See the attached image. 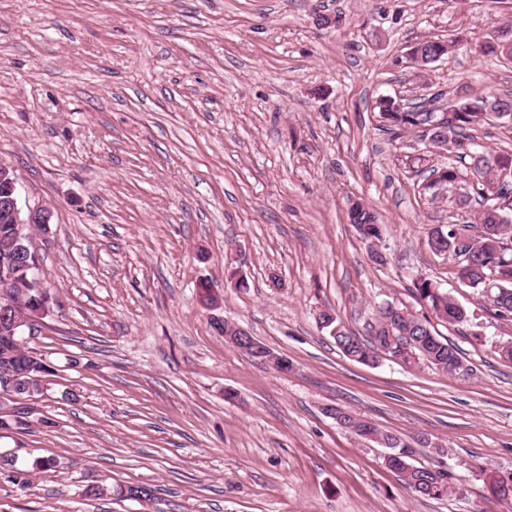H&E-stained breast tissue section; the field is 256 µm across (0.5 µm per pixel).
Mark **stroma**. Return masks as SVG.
Listing matches in <instances>:
<instances>
[{"label":"stroma","instance_id":"stroma-1","mask_svg":"<svg viewBox=\"0 0 512 512\" xmlns=\"http://www.w3.org/2000/svg\"><path fill=\"white\" fill-rule=\"evenodd\" d=\"M511 15L496 0H0V160L21 206L52 211L32 248L57 300L25 338L54 367L36 422L0 430V454L32 468L24 486L0 475V512H512L463 468L512 472V363L492 349L512 320L428 245L462 221L421 193L448 155L413 130L390 139L376 108L512 92V63L410 56ZM356 201L380 217L385 262L348 222ZM420 274L481 324L478 339L437 325L465 372L371 367L318 328L325 308L359 331L386 301L424 314ZM218 317L292 371L234 348ZM330 405L408 443L425 433L415 460L443 461L462 495L413 497Z\"/></svg>","mask_w":512,"mask_h":512}]
</instances>
